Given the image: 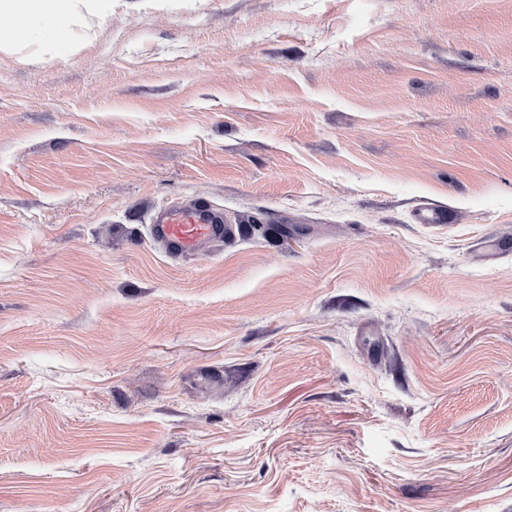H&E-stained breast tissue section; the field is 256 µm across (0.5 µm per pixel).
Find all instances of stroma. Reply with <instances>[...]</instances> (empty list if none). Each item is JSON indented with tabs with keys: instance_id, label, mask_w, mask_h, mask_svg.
Masks as SVG:
<instances>
[{
	"instance_id": "35a3bbf8",
	"label": "stroma",
	"mask_w": 512,
	"mask_h": 512,
	"mask_svg": "<svg viewBox=\"0 0 512 512\" xmlns=\"http://www.w3.org/2000/svg\"><path fill=\"white\" fill-rule=\"evenodd\" d=\"M194 199L236 236L171 258ZM0 512H512V0L0 52Z\"/></svg>"
}]
</instances>
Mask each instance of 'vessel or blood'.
<instances>
[{
  "mask_svg": "<svg viewBox=\"0 0 512 512\" xmlns=\"http://www.w3.org/2000/svg\"><path fill=\"white\" fill-rule=\"evenodd\" d=\"M222 212L201 202H182L155 212L150 234L174 257L195 254L233 235Z\"/></svg>",
  "mask_w": 512,
  "mask_h": 512,
  "instance_id": "vessel-or-blood-1",
  "label": "vessel or blood"
}]
</instances>
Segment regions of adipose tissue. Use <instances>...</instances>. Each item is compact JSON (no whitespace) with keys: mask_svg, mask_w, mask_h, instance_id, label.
Listing matches in <instances>:
<instances>
[{"mask_svg":"<svg viewBox=\"0 0 512 512\" xmlns=\"http://www.w3.org/2000/svg\"><path fill=\"white\" fill-rule=\"evenodd\" d=\"M112 0H0V51L16 52L29 38L62 47L70 42L78 14L106 16ZM17 34H8V27Z\"/></svg>","mask_w":512,"mask_h":512,"instance_id":"ef3b65f1","label":"adipose tissue"}]
</instances>
